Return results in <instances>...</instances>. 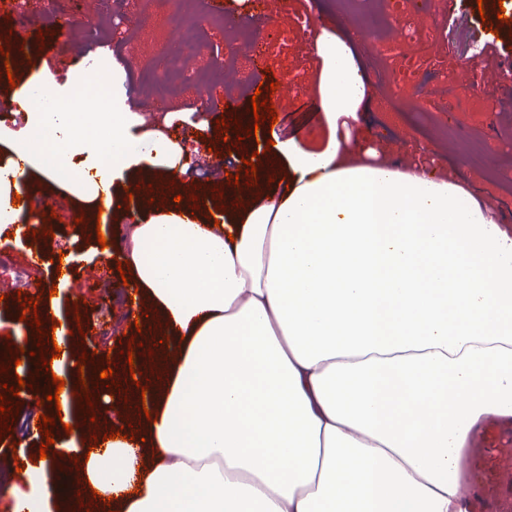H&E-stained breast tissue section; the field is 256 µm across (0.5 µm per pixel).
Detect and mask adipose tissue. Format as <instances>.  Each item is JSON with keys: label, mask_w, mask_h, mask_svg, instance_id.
<instances>
[{"label": "adipose tissue", "mask_w": 512, "mask_h": 512, "mask_svg": "<svg viewBox=\"0 0 512 512\" xmlns=\"http://www.w3.org/2000/svg\"><path fill=\"white\" fill-rule=\"evenodd\" d=\"M328 126L368 108L354 40L324 30ZM48 105L0 128V231L30 213L14 196L66 192L87 225L127 192L146 204L125 256L138 316L158 343L130 400L124 438L94 442L53 377L78 388L65 324L32 393L73 428L64 448L0 485L17 512H469L475 431L512 422V230L462 186L358 163L330 134L317 149L276 140L256 201L224 189L204 215L176 201L184 146L135 134L121 91L81 105L44 83ZM80 457L72 492L54 474Z\"/></svg>", "instance_id": "adipose-tissue-1"}]
</instances>
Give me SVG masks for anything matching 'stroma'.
Segmentation results:
<instances>
[{
  "mask_svg": "<svg viewBox=\"0 0 512 512\" xmlns=\"http://www.w3.org/2000/svg\"><path fill=\"white\" fill-rule=\"evenodd\" d=\"M55 16L46 21L42 12L30 15L27 23H18L0 12V43L20 41L31 50L30 72L51 77L57 87L70 93L81 83V75L97 50L98 42H111L112 28L92 14L90 0H54ZM222 14L237 35V47L261 38L266 24L287 28L294 14L309 12L319 27L337 29L341 22L336 0H285L279 13L269 17L260 13L256 0H220ZM447 23L440 32L441 47L450 69L461 79L468 78L467 67L476 64L480 78L493 74L503 62L512 61V0L495 4L489 0L478 6L477 0H453L446 12ZM318 61L310 44L299 43L288 51L272 47L268 56L250 62L255 84L277 83L281 97L288 103L276 124L262 123L261 134L276 132L280 138H298L309 146H321L327 139L328 127L323 113L315 106V80ZM196 92L174 99L170 109L176 118L169 128L172 138L190 149V168L182 181L195 190L201 203H208L205 188L211 182L224 180L229 174H244L245 159L251 158L249 138L241 142L225 140L216 128L217 115L199 111ZM351 144L358 153L374 150L382 163L417 169L426 179L449 181L486 194L482 182L484 169L495 167L512 156V82L501 88L492 112L484 117L460 116L455 128L432 134L417 125L410 113L392 116L383 112L378 102H371L367 112L349 128ZM50 224L54 235L49 238L48 258L31 268L39 283H49L55 268L52 254L74 252L77 261L69 274L70 286L63 291L59 307L63 314L79 311L82 336L75 342L80 349L92 353L96 363L123 366L129 342L151 345L152 339L137 332L129 301L131 292L124 286L117 270L128 242L132 224L141 217L138 203L118 216L112 226L115 247L111 255L99 253L88 242L75 220L72 203L54 208ZM36 247L29 237L15 239L0 236V252L10 263L0 268V343L13 331L21 307L14 270L28 266ZM19 412L12 421L10 433L0 438V462L14 467V449L36 448L42 443L37 430L28 429L25 420L33 406L32 398L19 394Z\"/></svg>",
  "mask_w": 512,
  "mask_h": 512,
  "instance_id": "obj_1",
  "label": "stroma"
}]
</instances>
